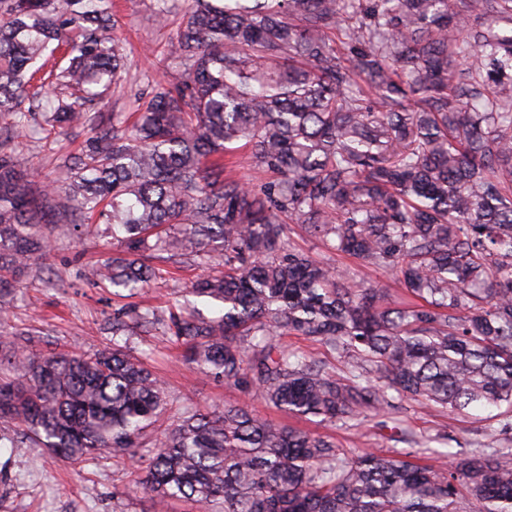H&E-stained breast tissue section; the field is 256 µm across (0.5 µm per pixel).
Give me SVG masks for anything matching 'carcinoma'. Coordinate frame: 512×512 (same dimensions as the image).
Returning a JSON list of instances; mask_svg holds the SVG:
<instances>
[{
    "label": "carcinoma",
    "instance_id": "cac0c4a2",
    "mask_svg": "<svg viewBox=\"0 0 512 512\" xmlns=\"http://www.w3.org/2000/svg\"><path fill=\"white\" fill-rule=\"evenodd\" d=\"M119 30L112 0H0V312L56 229L102 224L112 255L90 275L131 295L224 266L167 318L203 376L333 426L402 398L485 409L499 449L441 468L349 459L244 405L185 408L148 444L172 404L125 340L162 318L134 306L91 355L0 340V423L23 427L10 447L109 450L159 512H512V0H189L178 73L116 125L92 107L126 70ZM77 128L67 181L35 184L12 139ZM241 147L269 179L224 177ZM339 253L416 303L387 306ZM280 342L282 345L288 347V349H298L303 351L312 359L327 361L336 365L338 364L335 359V355L332 352L315 342L307 340L304 336H283Z\"/></svg>",
    "mask_w": 512,
    "mask_h": 512
}]
</instances>
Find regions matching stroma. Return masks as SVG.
<instances>
[{
	"instance_id": "1",
	"label": "stroma",
	"mask_w": 512,
	"mask_h": 512,
	"mask_svg": "<svg viewBox=\"0 0 512 512\" xmlns=\"http://www.w3.org/2000/svg\"><path fill=\"white\" fill-rule=\"evenodd\" d=\"M170 23L155 18L154 0H113L128 42V72L118 91L100 109L125 120L133 112L135 94L151 92L156 83L171 79L175 68L166 61L174 23L187 5L186 0H169ZM78 140L65 136L35 143L28 137L16 139L14 148L23 166L36 181L63 182L65 171L59 158L77 148ZM105 239L96 234L75 238L56 232L50 253L35 259L32 270L18 288L9 308V318L0 334L26 333L33 352L90 354L112 341V314L123 301L111 289L87 278V269L107 257ZM64 277L49 282L54 271ZM204 266L188 265L180 271L179 283L161 282L134 296L132 305L169 308L176 285H189L207 274ZM132 353L146 356L152 370L162 379L175 407L206 411L227 404L247 405L264 418L275 412L260 398L245 394L234 384H221L201 376L182 358V349L161 329L133 337ZM290 425L316 434H329L346 457L366 450L389 455L405 449L403 431L415 436L442 435L448 450L464 454L498 447L497 432L486 429L479 411L447 414L427 405L402 400L389 414L354 428L323 425L316 420L290 418ZM15 427L0 429V512H153L148 496L131 487L130 461L105 453L96 458L72 462L48 449L30 454L13 452L8 439Z\"/></svg>"
}]
</instances>
